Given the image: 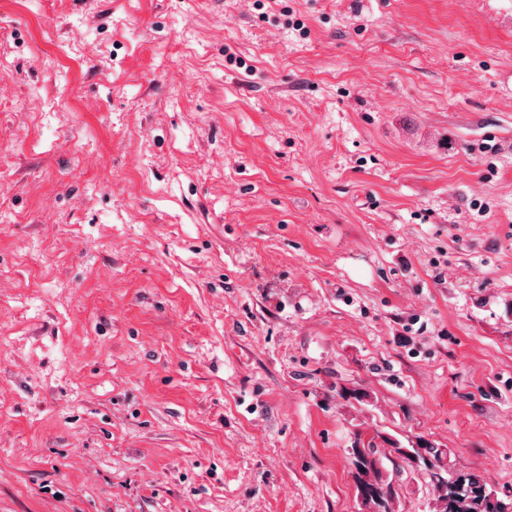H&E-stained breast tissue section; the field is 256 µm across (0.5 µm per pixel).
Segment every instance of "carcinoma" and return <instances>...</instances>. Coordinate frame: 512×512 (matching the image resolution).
Instances as JSON below:
<instances>
[{
    "mask_svg": "<svg viewBox=\"0 0 512 512\" xmlns=\"http://www.w3.org/2000/svg\"><path fill=\"white\" fill-rule=\"evenodd\" d=\"M396 454L412 459L416 456L399 444L390 443L389 449L375 442H357L351 448V464L355 469L358 498L367 512H393L395 490L379 467V454ZM422 461L433 490L432 512H512V497L501 498L487 489L475 474H449L443 454L434 448L427 455L416 457Z\"/></svg>",
    "mask_w": 512,
    "mask_h": 512,
    "instance_id": "carcinoma-1",
    "label": "carcinoma"
}]
</instances>
